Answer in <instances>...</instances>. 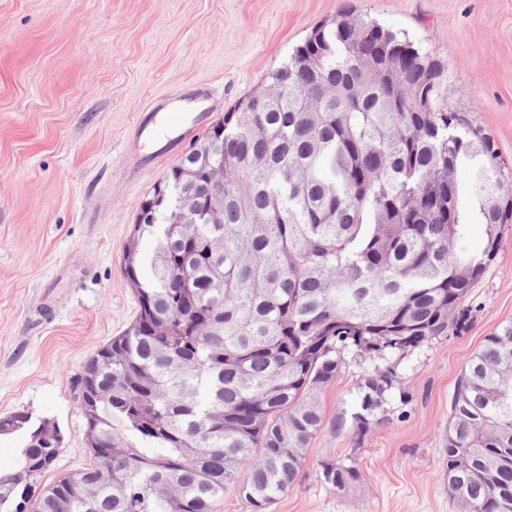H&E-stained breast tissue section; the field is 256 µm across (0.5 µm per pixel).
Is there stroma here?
I'll use <instances>...</instances> for the list:
<instances>
[{"mask_svg": "<svg viewBox=\"0 0 512 512\" xmlns=\"http://www.w3.org/2000/svg\"><path fill=\"white\" fill-rule=\"evenodd\" d=\"M347 8L431 51L449 106L512 166V0H0V416L24 410L59 428L43 487L93 462L78 379L136 315L124 252L142 201L190 149L130 167L137 118L208 88L222 119ZM461 321L401 361L407 404L359 440L334 428L367 368L346 356L319 395L324 423L298 481L270 512H456L444 479L451 399L484 337L512 322V223ZM348 456L361 480L329 490L322 462Z\"/></svg>", "mask_w": 512, "mask_h": 512, "instance_id": "35a3bbf8", "label": "stroma"}]
</instances>
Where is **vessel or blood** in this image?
I'll use <instances>...</instances> for the list:
<instances>
[{
    "instance_id": "vessel-or-blood-1",
    "label": "vessel or blood",
    "mask_w": 512,
    "mask_h": 512,
    "mask_svg": "<svg viewBox=\"0 0 512 512\" xmlns=\"http://www.w3.org/2000/svg\"><path fill=\"white\" fill-rule=\"evenodd\" d=\"M199 101L217 108L219 98L207 88L199 89L194 98L174 95L164 99L157 112L150 119L139 122L135 127L134 138L126 155L132 164L142 159L143 145L160 141L185 142L193 139L201 127L202 113L192 111V102Z\"/></svg>"
}]
</instances>
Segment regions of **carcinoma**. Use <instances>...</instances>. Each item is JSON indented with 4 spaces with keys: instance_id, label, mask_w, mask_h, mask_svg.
<instances>
[{
    "instance_id": "obj_1",
    "label": "carcinoma",
    "mask_w": 512,
    "mask_h": 512,
    "mask_svg": "<svg viewBox=\"0 0 512 512\" xmlns=\"http://www.w3.org/2000/svg\"><path fill=\"white\" fill-rule=\"evenodd\" d=\"M208 144L224 167L222 223L166 224L160 210L136 225L124 270L138 311L104 344L112 358L96 353L79 377V409L104 394L93 463L77 472L97 494L74 495L66 475L34 495L60 449L38 447L39 423L11 413L0 434L23 440L0 512H212L229 486L269 512L298 479L323 424L317 395L344 354L369 365L335 422L359 439L392 400L407 403L394 358L457 328L512 220V170L448 108L444 69L352 10L315 26L165 179ZM465 190L484 226L478 251ZM446 453L457 512H512V322L462 371ZM361 477L352 457L320 472L333 491Z\"/></svg>"
}]
</instances>
